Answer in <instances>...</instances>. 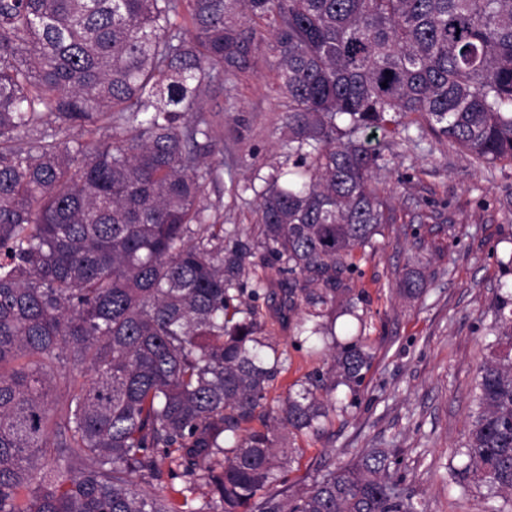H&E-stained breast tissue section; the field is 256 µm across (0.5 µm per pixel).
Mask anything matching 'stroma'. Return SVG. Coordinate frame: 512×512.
Here are the masks:
<instances>
[{
    "label": "stroma",
    "instance_id": "obj_1",
    "mask_svg": "<svg viewBox=\"0 0 512 512\" xmlns=\"http://www.w3.org/2000/svg\"><path fill=\"white\" fill-rule=\"evenodd\" d=\"M268 22H260L245 70L227 76L211 95L215 109L209 161L220 175L208 185L211 223L247 228L257 222L260 178L286 166L288 97L278 76V52ZM370 145L385 164L375 182L391 203L383 225L355 272L343 284L359 295L355 315H341L336 332L361 335L371 355L357 392L339 389L343 407L330 413L319 435H292L294 462L288 489L322 480L335 467L370 448L392 455L402 496L423 512H484L491 491L463 479L462 450L476 405L479 367L491 356L488 306L498 289L511 288L500 263L512 256V162L493 169L477 164L433 134L376 135ZM424 274L417 299L397 288L410 267ZM267 296L260 299L268 336L287 356L272 382L269 407L289 386L327 371L328 353L294 344L295 322L282 290L286 276L266 267Z\"/></svg>",
    "mask_w": 512,
    "mask_h": 512
}]
</instances>
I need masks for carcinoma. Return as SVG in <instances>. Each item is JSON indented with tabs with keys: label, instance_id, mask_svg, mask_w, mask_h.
<instances>
[{
	"label": "carcinoma",
	"instance_id": "carcinoma-1",
	"mask_svg": "<svg viewBox=\"0 0 512 512\" xmlns=\"http://www.w3.org/2000/svg\"><path fill=\"white\" fill-rule=\"evenodd\" d=\"M269 19L293 163L248 234L205 214L206 98ZM413 127L512 161V0H0V512H195L201 486L221 512H422L383 449L276 489L282 431L329 405L303 387L264 414L285 361L243 280L263 250L310 308L297 335L336 340L321 318L353 312L341 276L392 220L363 134ZM424 289L411 270L400 293ZM492 317L463 474L512 496V290ZM369 360L339 346L320 387L356 391Z\"/></svg>",
	"mask_w": 512,
	"mask_h": 512
}]
</instances>
